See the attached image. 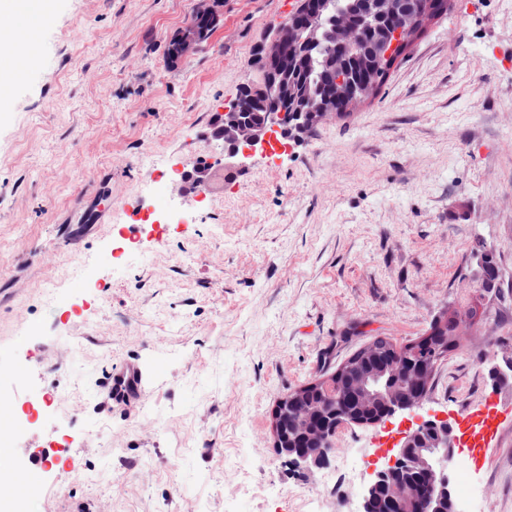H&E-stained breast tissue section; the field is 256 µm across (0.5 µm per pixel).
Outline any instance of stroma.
<instances>
[{
	"mask_svg": "<svg viewBox=\"0 0 512 512\" xmlns=\"http://www.w3.org/2000/svg\"><path fill=\"white\" fill-rule=\"evenodd\" d=\"M199 5L0 18L36 46L0 102V391L38 409L0 457L51 448L25 477L39 512H360L406 431L489 412L460 465L483 512H512V397L489 377L512 356V0H456L371 100L247 158L214 201L172 169L222 159L214 123L297 0H222L212 35L168 59ZM479 241L499 293L478 288ZM468 307L418 408L342 428L312 471L276 454L282 395ZM124 360L148 387L131 416L103 387ZM494 420V417L489 413L468 414L465 416V422L474 448L481 447V443L493 431Z\"/></svg>",
	"mask_w": 512,
	"mask_h": 512,
	"instance_id": "1",
	"label": "stroma"
}]
</instances>
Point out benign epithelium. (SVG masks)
Here are the masks:
<instances>
[{
    "mask_svg": "<svg viewBox=\"0 0 512 512\" xmlns=\"http://www.w3.org/2000/svg\"><path fill=\"white\" fill-rule=\"evenodd\" d=\"M323 0H309L301 14L289 16L264 51L260 69L269 91L263 112L247 117L252 103L251 84L242 86L224 106L214 133L224 142V172L245 168L244 159L271 145L273 134L300 143V133L311 114L288 108L292 90L275 81L283 59L295 60L288 36L297 29L321 23ZM219 0L194 14L173 46L175 56L188 54L219 21ZM428 24L407 8L405 0H373L365 18L341 17L330 55L336 70L325 88V107L331 113L353 111L364 102V80L348 66V58L363 34L378 30L376 41L358 62L362 74L393 67L415 30ZM212 167L206 163L185 174L180 190L197 192L208 185ZM450 336L431 331L399 349L367 348L351 365L301 385L273 406L269 429L278 455L296 465L319 467L332 452L337 432L348 425L371 428L399 411L418 407L427 397L435 368L450 347ZM456 465V437L446 420H425L409 431L391 463L379 470L363 497L361 512H448L453 507L450 472Z\"/></svg>",
    "mask_w": 512,
    "mask_h": 512,
    "instance_id": "obj_1",
    "label": "benign epithelium"
}]
</instances>
